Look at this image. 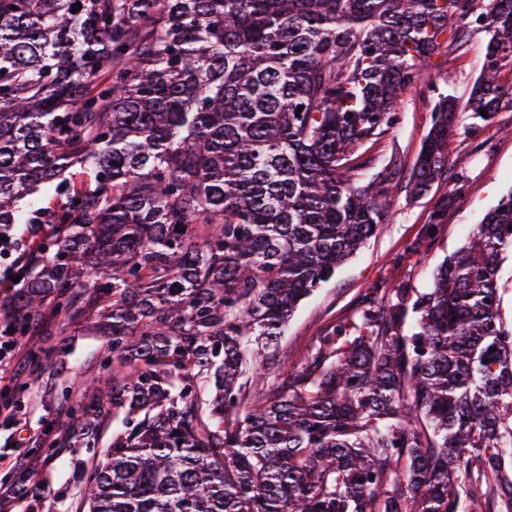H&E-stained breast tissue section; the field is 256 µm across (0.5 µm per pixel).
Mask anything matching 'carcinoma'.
<instances>
[{"mask_svg":"<svg viewBox=\"0 0 512 512\" xmlns=\"http://www.w3.org/2000/svg\"><path fill=\"white\" fill-rule=\"evenodd\" d=\"M473 22L491 39L466 109L489 123L512 105V0H0V224L61 226L0 325L80 301L120 364L84 384L126 419L87 512H512V192L428 291L379 288L273 388L243 382L253 341L383 223L396 171L359 179L364 150ZM458 119L436 102L407 193L448 172Z\"/></svg>","mask_w":512,"mask_h":512,"instance_id":"1","label":"carcinoma"}]
</instances>
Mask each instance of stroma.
I'll return each instance as SVG.
<instances>
[{
    "label": "stroma",
    "mask_w": 512,
    "mask_h": 512,
    "mask_svg": "<svg viewBox=\"0 0 512 512\" xmlns=\"http://www.w3.org/2000/svg\"><path fill=\"white\" fill-rule=\"evenodd\" d=\"M463 43L456 51L438 49L430 58L425 85L403 94L399 120L366 153L365 176L390 162L409 173L431 126L434 104L443 96L466 102L490 40L478 25H463ZM512 190V108L492 122L461 112L449 146L448 173L424 196L397 193L376 236L336 274L298 306L276 344L258 350L260 360L284 362L299 369L318 336L339 319L350 316L361 298L384 283H403L412 292L432 285V272L459 249L500 197ZM455 196L434 232L426 227L445 196ZM47 321L20 337L18 372L0 374V405L10 406L17 427L0 424V493L18 492L12 512H80L83 479L103 460L120 418L105 414L90 443H64L54 432L58 421L86 411L82 383L93 377L100 385L112 380L116 361L112 339L105 335L93 309L75 323L64 311L47 308ZM52 355L55 377H34V356Z\"/></svg>",
    "instance_id": "35a3bbf8"
}]
</instances>
